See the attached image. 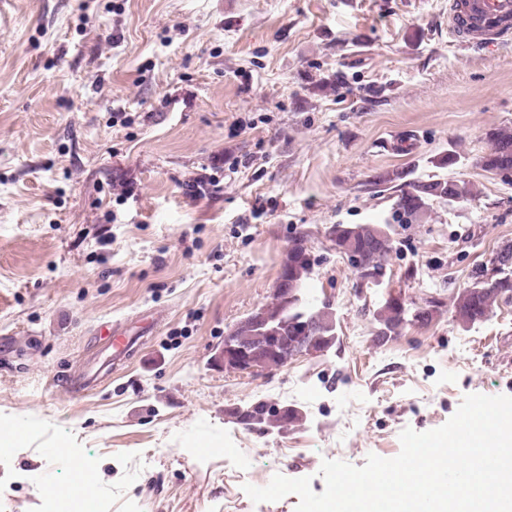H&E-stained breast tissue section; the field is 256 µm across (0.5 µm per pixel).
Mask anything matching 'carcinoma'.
Segmentation results:
<instances>
[{
  "label": "carcinoma",
  "instance_id": "obj_1",
  "mask_svg": "<svg viewBox=\"0 0 512 512\" xmlns=\"http://www.w3.org/2000/svg\"><path fill=\"white\" fill-rule=\"evenodd\" d=\"M490 150L482 157L481 166L494 172L502 168L512 170V130L498 129L489 133ZM382 183L397 184L394 209L399 218L411 219L428 206L433 199L446 202H459L473 196L472 187L461 180L433 175L427 179H407V174L393 170L379 176ZM331 241L336 251L350 256L356 254L362 265L374 269L383 268V262L392 251V238L383 224H335L330 230ZM315 260L302 238H295L288 247V257L282 263L281 276L288 283L305 287L306 279L311 274ZM494 277H485L484 270L475 272V282L463 289L458 295L455 317L464 326H471L488 319L494 303L500 299L512 298V246L508 245L496 253L493 259ZM405 308L401 298H389L377 312L376 320L382 325L379 335L394 333L403 321ZM265 327H254L240 323L234 337L241 344L264 354L263 344L266 333L264 328L276 327L284 334L292 333L291 320L304 313L300 300L286 301L281 296L273 297L271 306L259 310ZM324 335L314 344V350L323 352L335 340V322L331 314L317 311Z\"/></svg>",
  "mask_w": 512,
  "mask_h": 512
}]
</instances>
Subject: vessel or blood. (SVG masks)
Here are the masks:
<instances>
[{
    "instance_id": "obj_1",
    "label": "vessel or blood",
    "mask_w": 512,
    "mask_h": 512,
    "mask_svg": "<svg viewBox=\"0 0 512 512\" xmlns=\"http://www.w3.org/2000/svg\"><path fill=\"white\" fill-rule=\"evenodd\" d=\"M448 35L466 46L512 40V0H448ZM57 384L79 397L97 386L98 376L88 371L59 378Z\"/></svg>"
}]
</instances>
